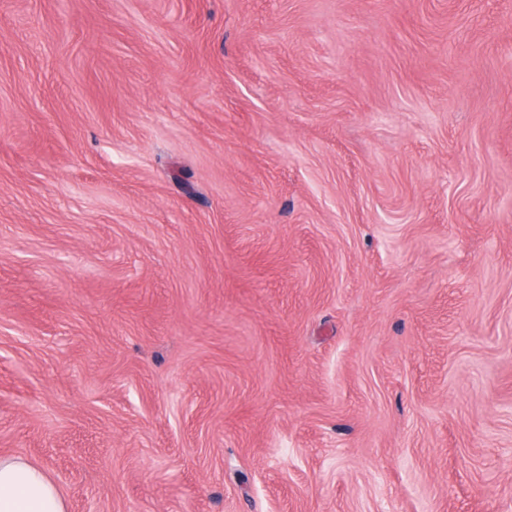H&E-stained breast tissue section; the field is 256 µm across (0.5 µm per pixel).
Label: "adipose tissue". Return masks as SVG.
Here are the masks:
<instances>
[{"label": "adipose tissue", "mask_w": 512, "mask_h": 512, "mask_svg": "<svg viewBox=\"0 0 512 512\" xmlns=\"http://www.w3.org/2000/svg\"><path fill=\"white\" fill-rule=\"evenodd\" d=\"M0 512H67L57 484L19 456H0Z\"/></svg>", "instance_id": "adipose-tissue-1"}]
</instances>
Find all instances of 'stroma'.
<instances>
[{
    "label": "stroma",
    "instance_id": "stroma-1",
    "mask_svg": "<svg viewBox=\"0 0 512 512\" xmlns=\"http://www.w3.org/2000/svg\"><path fill=\"white\" fill-rule=\"evenodd\" d=\"M0 453L512 512V0H0Z\"/></svg>",
    "mask_w": 512,
    "mask_h": 512
}]
</instances>
